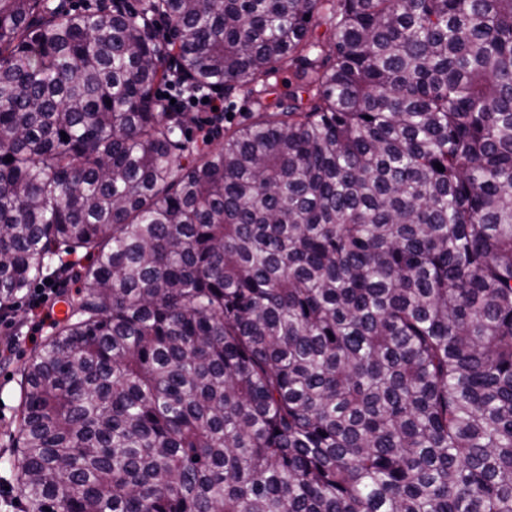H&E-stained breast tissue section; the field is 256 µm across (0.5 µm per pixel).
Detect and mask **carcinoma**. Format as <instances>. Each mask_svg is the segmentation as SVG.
Returning <instances> with one entry per match:
<instances>
[{"mask_svg":"<svg viewBox=\"0 0 512 512\" xmlns=\"http://www.w3.org/2000/svg\"><path fill=\"white\" fill-rule=\"evenodd\" d=\"M82 251L23 512H512V0H0V310ZM272 85V95L268 96L271 102L276 97L288 96L295 88L294 68L284 67L280 69L273 78L270 79ZM164 86L165 89L162 91L161 97L166 101L168 112H182L187 107L196 111H185L189 112L187 115L193 118L192 122L188 124L187 135L194 139H201L199 130L207 133L212 125L217 122L223 123V121L225 127L236 126L238 123L244 122L250 112H254L253 97L244 90L236 92L229 98H224L222 95H213L206 87H200L185 96V93L181 92L171 79ZM165 94H168L169 98H166ZM193 98H196V102H193ZM203 98H208V102L203 103ZM171 99H175L174 104H171ZM213 106H217L216 112H213ZM197 112L204 113L199 120V129L196 122ZM227 114H230V117H227Z\"/></svg>","mask_w":512,"mask_h":512,"instance_id":"cac0c4a2","label":"carcinoma"}]
</instances>
